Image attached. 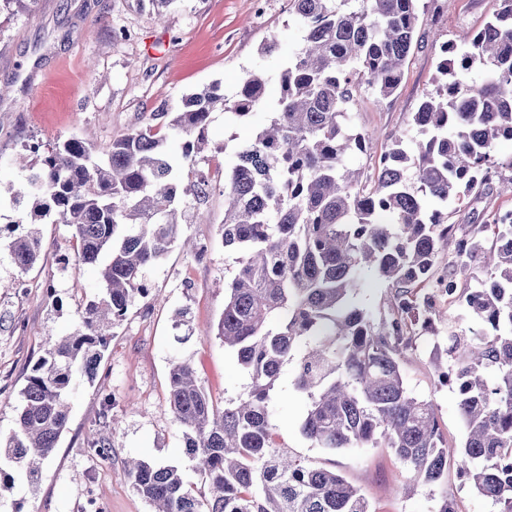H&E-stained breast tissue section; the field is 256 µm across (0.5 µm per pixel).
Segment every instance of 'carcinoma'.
Returning <instances> with one entry per match:
<instances>
[{"label":"carcinoma","instance_id":"1","mask_svg":"<svg viewBox=\"0 0 512 512\" xmlns=\"http://www.w3.org/2000/svg\"><path fill=\"white\" fill-rule=\"evenodd\" d=\"M418 2L293 0L303 44L280 74L267 122L224 169L219 234L236 265L214 335L234 352L246 391L219 405L190 362L172 365L169 409L203 487L174 465L132 462L125 475L154 512H371L341 473L279 443L270 403L289 366L293 390L307 400L299 432L313 447L389 448L411 483H442L448 450L434 406L408 388L402 364L415 331L439 317L436 293L454 296L477 269L483 277L463 304L474 321L449 333L451 362L439 376L459 381L461 473L499 512H512V220L474 221L458 234L446 211L448 200L490 184L495 146L512 140V0H498L480 31L443 46L451 58L440 63L441 85L412 117L416 148L397 138L365 167L344 164L350 153L373 151L347 124L348 104L363 88L382 99L397 94ZM477 60L490 77L473 86L464 72ZM267 83L249 71L231 99L215 84L189 95L180 112L160 106L156 124L105 149L76 136L49 151L39 141L24 146L19 167L34 214L69 227L76 265L98 268L103 288L79 312L76 332L34 364L16 427L0 437V461L38 476L68 427L73 374L94 379L110 328L147 297V270L178 241L185 201L209 197L197 155L212 112L246 119ZM164 129L187 137L177 160ZM8 248L26 272L41 240L19 233ZM442 255L448 266L438 275ZM366 272L394 290L381 322L350 302ZM88 445L112 455L106 437Z\"/></svg>","mask_w":512,"mask_h":512}]
</instances>
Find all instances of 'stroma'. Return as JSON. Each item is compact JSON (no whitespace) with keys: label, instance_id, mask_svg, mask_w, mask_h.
<instances>
[{"label":"stroma","instance_id":"35a3bbf8","mask_svg":"<svg viewBox=\"0 0 512 512\" xmlns=\"http://www.w3.org/2000/svg\"><path fill=\"white\" fill-rule=\"evenodd\" d=\"M418 44L408 56L399 95L382 100L367 89L349 105L354 131L378 145L400 137L413 141L412 115L443 58L441 47L464 32H477L497 9V0H421ZM124 37H117V30ZM304 29L292 0H175L156 16L138 0H0V222L23 217L14 203L25 180L12 164L22 145L45 144L79 136L105 146L143 126L159 105L180 111L185 98L220 84L226 96L240 89L247 71L277 81L300 46ZM269 115L258 106L247 121L211 115L202 168L232 162L237 145L248 142ZM499 172L488 195L448 206L452 224L473 217L491 221L512 210V141L496 147ZM202 211L204 220L183 225V234L203 251L195 257L173 246L146 274L149 295L136 298L114 325L108 350L94 379L75 376L70 418L55 452L41 464L37 485H29L12 466L0 469V512H151L124 475L129 458L188 467L181 430L167 405L168 373L173 362L189 361L199 384L217 402L236 398L247 379L234 356L213 336L224 309V270L234 257L225 253L218 228L224 196L214 187ZM38 263L20 272L7 247H0V434L15 427L20 391L33 364L43 355L48 335L71 334L76 311L100 288L94 269L68 265L75 243L65 225L42 220ZM190 309L194 334L180 340L173 315ZM444 319L436 334L419 335L403 364L411 391L432 401L448 449L458 448L464 427L457 410L456 386L440 384L432 360L448 345V330L465 328L470 315L441 299ZM291 369H284L271 411L281 439L297 454L336 469L359 488L372 512H434L441 493L456 500L458 512H498L491 501L464 483L450 464L443 485L400 487L408 472L388 448L328 453L296 434L304 400L293 392ZM111 394L115 426H102L103 394ZM112 441V455L89 453L90 438Z\"/></svg>","mask_w":512,"mask_h":512}]
</instances>
